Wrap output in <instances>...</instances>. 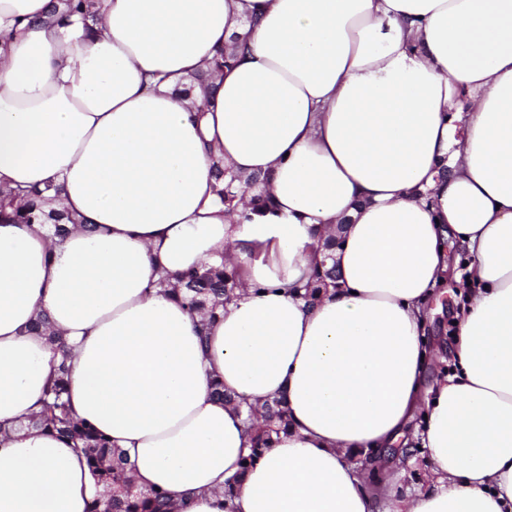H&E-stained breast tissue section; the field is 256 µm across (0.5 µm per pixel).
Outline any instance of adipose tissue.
<instances>
[{
    "label": "adipose tissue",
    "instance_id": "ef3b65f1",
    "mask_svg": "<svg viewBox=\"0 0 512 512\" xmlns=\"http://www.w3.org/2000/svg\"><path fill=\"white\" fill-rule=\"evenodd\" d=\"M90 3L0 0V187L55 184L72 222L0 220V512L98 493L29 424L52 333L76 417L174 512H512V0ZM221 167L269 209L228 210ZM321 233L337 285L311 303L293 287ZM452 245L469 262L429 386ZM220 261L241 285L202 332L159 281ZM240 398L288 415L249 466ZM403 442L426 448L425 486L378 457Z\"/></svg>",
    "mask_w": 512,
    "mask_h": 512
}]
</instances>
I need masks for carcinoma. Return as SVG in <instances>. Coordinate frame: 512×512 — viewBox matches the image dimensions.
Returning a JSON list of instances; mask_svg holds the SVG:
<instances>
[{
	"label": "carcinoma",
	"mask_w": 512,
	"mask_h": 512,
	"mask_svg": "<svg viewBox=\"0 0 512 512\" xmlns=\"http://www.w3.org/2000/svg\"><path fill=\"white\" fill-rule=\"evenodd\" d=\"M51 189H0V215L6 219L32 223L44 216L42 205L47 202L44 194ZM238 274L228 272L224 266L211 267L203 272L192 270L184 274L181 287L174 292L181 296L190 313L208 312L215 316L218 308L224 306V298L237 285ZM333 269L318 271L304 286L306 298H315L322 288L335 285ZM252 448L247 460L252 461L265 448L270 447L273 436L286 424V411L281 402L275 401L266 407L262 422H255L253 409L247 408ZM35 425H42L74 443L84 458L96 482L105 489L108 496L106 507L101 501H92L89 512H172L167 495L162 491H134L122 469L123 457L108 438L98 432L90 423L78 419L72 409L68 391V369L60 361L54 377L48 383L41 400V410Z\"/></svg>",
	"instance_id": "cac0c4a2"
}]
</instances>
